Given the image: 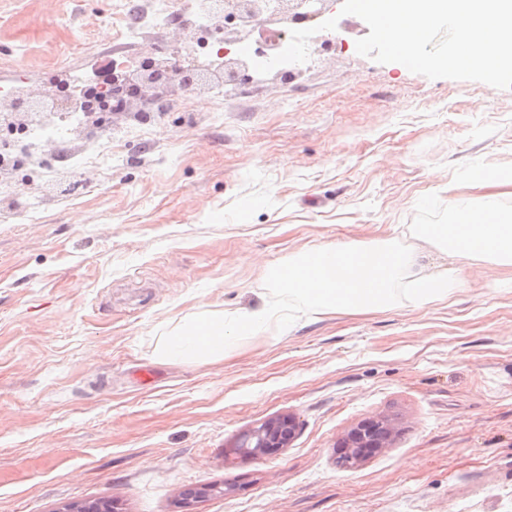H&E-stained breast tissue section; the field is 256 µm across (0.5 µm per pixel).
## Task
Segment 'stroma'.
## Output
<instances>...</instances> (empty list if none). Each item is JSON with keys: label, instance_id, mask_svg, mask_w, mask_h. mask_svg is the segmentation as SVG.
<instances>
[{"label": "stroma", "instance_id": "obj_1", "mask_svg": "<svg viewBox=\"0 0 512 512\" xmlns=\"http://www.w3.org/2000/svg\"><path fill=\"white\" fill-rule=\"evenodd\" d=\"M147 0H0V86L47 98L49 79L111 58ZM294 74L228 81L184 108L144 99L113 115L110 150L61 193L59 147L0 175V512L117 500L173 512H512V271L464 267L443 300L300 317L223 360L162 363L163 332L266 301L267 267L311 248L391 240L432 272L449 260L410 231L417 200L479 202L512 173V89L431 80L319 34ZM186 44L179 19L129 47ZM34 204L33 217L15 211ZM299 434L272 457L233 451L265 419ZM390 420V448L347 468L336 442ZM216 493H224V490H221L219 487L209 485H202L193 489H188L182 493L179 500L177 501V510L175 511H194L193 506L195 505V503H197L196 499L214 495Z\"/></svg>", "mask_w": 512, "mask_h": 512}]
</instances>
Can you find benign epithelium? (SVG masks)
Listing matches in <instances>:
<instances>
[{
	"instance_id": "7a95c632",
	"label": "benign epithelium",
	"mask_w": 512,
	"mask_h": 512,
	"mask_svg": "<svg viewBox=\"0 0 512 512\" xmlns=\"http://www.w3.org/2000/svg\"><path fill=\"white\" fill-rule=\"evenodd\" d=\"M211 18L231 22L239 17H249L265 22L263 15L276 13L283 20L305 17L315 19L333 12L334 0H212ZM204 76H199L190 84L184 77V68L173 58H146L130 71L117 72L103 85L90 89L86 98L99 100L112 92V111H121L128 100L139 95L145 84L157 89L155 101L160 102L175 90L201 89ZM71 102V96L65 83L55 85L52 98L44 102L31 100L25 96L15 98L11 119L14 123H35L48 109H57ZM394 426L385 419L367 420L352 428L339 441L340 456L346 460V467L354 468L367 457L388 447L393 440ZM297 435L294 416L282 415L266 419L254 427L245 440L235 448L237 454L246 458L274 456L291 446ZM221 492L216 486L202 485L188 489L177 501L176 512H193L197 499ZM56 512H118L116 503L109 499H96L67 503Z\"/></svg>"
}]
</instances>
